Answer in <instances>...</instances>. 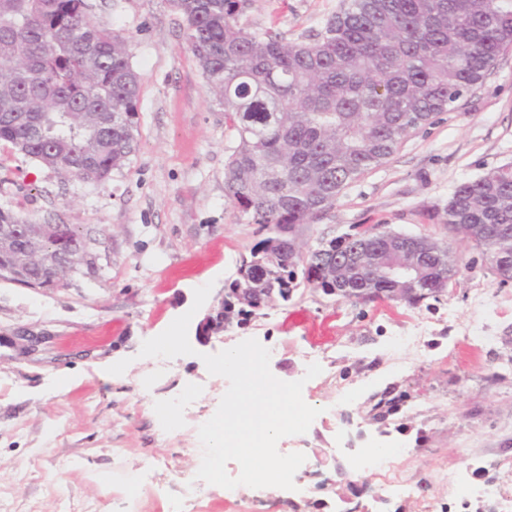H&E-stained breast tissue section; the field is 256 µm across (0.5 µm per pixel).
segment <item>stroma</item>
Returning <instances> with one entry per match:
<instances>
[{
	"instance_id": "obj_1",
	"label": "stroma",
	"mask_w": 512,
	"mask_h": 512,
	"mask_svg": "<svg viewBox=\"0 0 512 512\" xmlns=\"http://www.w3.org/2000/svg\"><path fill=\"white\" fill-rule=\"evenodd\" d=\"M90 3L98 23L133 38L138 150L89 186L0 144V181L9 182L0 208L100 232L94 274L63 288L0 280V512H122L129 496L136 512H477L478 502L449 495L439 472L512 487L496 467L512 459V282L500 283L442 222L458 184L512 162V49L303 231L311 244L362 224L431 236L462 268L439 299L364 303L307 289L208 339L189 328L193 354L143 358V341L191 310L196 288L212 287L196 322L217 307L259 227L224 196L233 140L181 15L168 0ZM339 4L253 0L242 22L294 40L324 27ZM21 328L41 344L23 346ZM249 338L270 350L273 375L304 380V401L321 410L305 434L279 442L305 454L306 496L268 487L233 497L196 478L198 428L228 389L202 357ZM313 358L322 372L308 380ZM362 448L402 449L396 465L417 476L424 500L390 499L378 472L353 473Z\"/></svg>"
}]
</instances>
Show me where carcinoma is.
<instances>
[{
    "instance_id": "cac0c4a2",
    "label": "carcinoma",
    "mask_w": 512,
    "mask_h": 512,
    "mask_svg": "<svg viewBox=\"0 0 512 512\" xmlns=\"http://www.w3.org/2000/svg\"><path fill=\"white\" fill-rule=\"evenodd\" d=\"M251 0H169L206 86L224 106L235 146L224 167L227 200L268 231L240 258L259 270L231 288L350 294L416 304L461 272L449 247L426 235L363 237L346 232L322 247L299 242L343 192L383 165L416 130L481 83L512 47V0H341L322 30L288 41L240 22ZM130 37L101 27L88 0H0V142L65 180L89 185L121 169L137 147L139 76ZM443 223L469 224L467 242L512 279V163L455 187ZM284 234L293 259L274 244ZM79 267L96 239L74 232ZM422 251L416 283L402 291L389 268L398 249ZM356 250L332 281L326 270ZM27 267L28 282L52 283L24 240L0 267Z\"/></svg>"
}]
</instances>
